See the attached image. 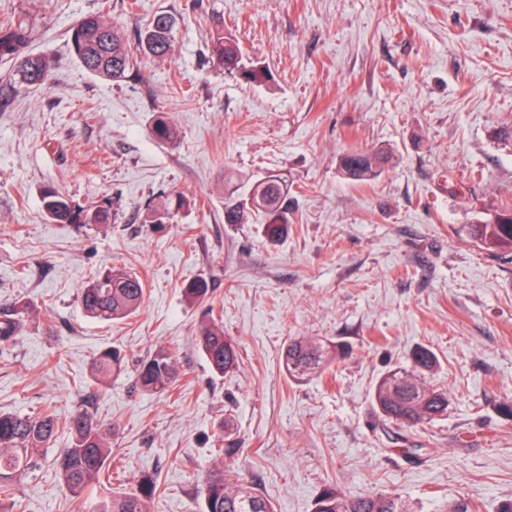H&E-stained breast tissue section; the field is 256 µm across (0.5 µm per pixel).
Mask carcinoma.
Wrapping results in <instances>:
<instances>
[{"label":"carcinoma","mask_w":512,"mask_h":512,"mask_svg":"<svg viewBox=\"0 0 512 512\" xmlns=\"http://www.w3.org/2000/svg\"><path fill=\"white\" fill-rule=\"evenodd\" d=\"M176 21L168 14H159L141 36L143 53L154 60H164L172 52ZM31 31L25 20L12 21L0 27V58L15 61L16 74L30 85H43L49 79V66L40 56L26 54ZM71 44L80 64L101 78L121 81L134 67L132 54L111 22L102 14L84 17L71 29ZM211 55L247 81L263 77L262 71L243 63L239 44L233 35L224 33V25L216 26L211 36ZM153 137L166 142L176 136L174 126L164 117L155 120ZM384 157L374 151L354 149L340 159L345 178L361 182L381 172ZM284 182L269 175L256 182L246 198L232 194L224 198V223L243 224L247 213L257 210L268 217L265 232L272 241L279 239L288 224ZM194 197L183 193L166 196L158 208L150 209V222L161 223L172 210L194 205ZM43 208L48 218L62 224H105L108 213L104 209H86L74 204L57 189L44 191ZM471 241L485 250L512 252V210L496 213L493 220H477L466 225ZM193 301H201L209 294L206 280L199 279L185 288ZM143 280L128 271L106 267L81 289L80 302L91 318L103 321L124 319L137 312L144 300ZM27 309H18L0 318V341L12 339L20 329L21 315ZM199 346L212 370L222 375L235 368L238 355L231 340L224 336L223 327L211 323L201 327ZM327 352L311 341L292 338L285 349L287 371L299 376L322 371ZM433 364L427 350L415 354L414 367L407 371H392L380 380L373 402L383 420L399 428L430 422L448 408V394L429 388L418 372ZM124 366L121 352L105 349L93 360V376L102 385ZM178 377V363L174 354L159 348L140 360L136 369L135 386L143 392L157 393L170 388ZM71 435L68 447L61 449L54 461L59 480L73 496H81L100 480L107 461L112 456V432L93 416L79 412L62 421L52 411L32 417L11 412H0V504L13 499L20 477L38 465L36 451L51 443L60 428ZM203 512H274L272 504L253 487L233 482L224 475V466L217 465L203 479ZM157 494V486L150 480L141 483L137 493H112L98 512H151L150 503ZM315 512H403L396 497L376 496L347 499L334 494L322 496Z\"/></svg>","instance_id":"obj_1"}]
</instances>
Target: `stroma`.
Segmentation results:
<instances>
[{
  "mask_svg": "<svg viewBox=\"0 0 512 512\" xmlns=\"http://www.w3.org/2000/svg\"><path fill=\"white\" fill-rule=\"evenodd\" d=\"M104 5L136 60L118 83L86 71L70 41ZM158 13L177 20L163 61L140 51ZM10 17L34 26L50 80L21 84L0 60V318L34 306L0 342V411H86L112 429L109 469L81 497L53 470L60 430L16 486L23 512H96L146 478L152 512H201L220 462L275 512H314L327 492L394 496L405 512L512 503V254L463 230L512 207V0H0ZM219 23L265 79L212 58ZM160 112L173 142L151 135ZM354 147L383 152L379 176L345 179ZM270 174L288 186L274 242L263 213L224 221L225 190ZM48 186L109 223L51 222ZM177 191L201 207L148 223ZM107 266L144 281L134 316L84 314L79 292ZM198 279L210 294L192 303ZM212 320L238 347L222 375L198 347ZM292 337L346 352L298 379L283 365ZM159 347L178 380L141 392L133 366ZM105 348L128 366L103 387L91 364ZM422 348L448 411L400 432L373 390Z\"/></svg>",
  "mask_w": 512,
  "mask_h": 512,
  "instance_id": "35a3bbf8",
  "label": "stroma"
}]
</instances>
